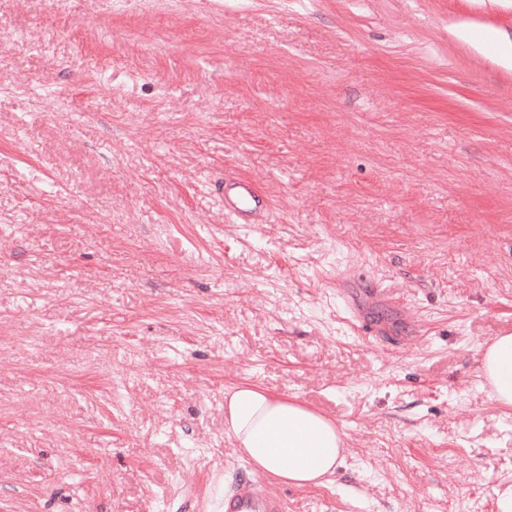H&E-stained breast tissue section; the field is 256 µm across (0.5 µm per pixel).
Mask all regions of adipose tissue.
<instances>
[{"label":"adipose tissue","mask_w":512,"mask_h":512,"mask_svg":"<svg viewBox=\"0 0 512 512\" xmlns=\"http://www.w3.org/2000/svg\"><path fill=\"white\" fill-rule=\"evenodd\" d=\"M479 378L498 405L512 409V334L494 338L481 350ZM224 430L256 471L290 486L333 482L345 459L346 434L335 421L255 384L225 392Z\"/></svg>","instance_id":"adipose-tissue-1"}]
</instances>
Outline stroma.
<instances>
[{
    "label": "stroma",
    "mask_w": 512,
    "mask_h": 512,
    "mask_svg": "<svg viewBox=\"0 0 512 512\" xmlns=\"http://www.w3.org/2000/svg\"><path fill=\"white\" fill-rule=\"evenodd\" d=\"M507 40L512 0H0V512H219L241 383L348 435L288 512H495ZM267 209L254 181L243 176H224V212L236 224H258ZM478 376L498 405L512 409V334L498 336L480 350Z\"/></svg>",
    "instance_id": "1"
}]
</instances>
